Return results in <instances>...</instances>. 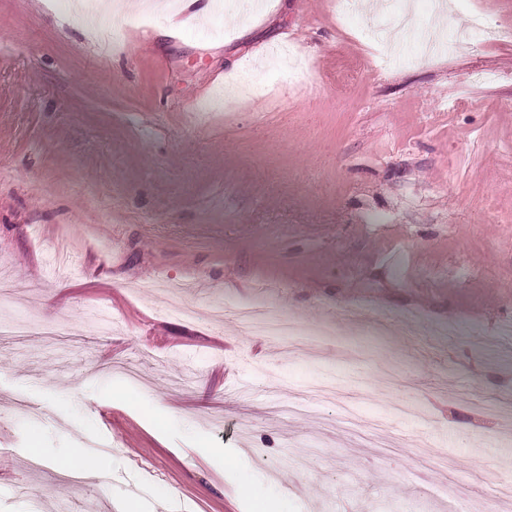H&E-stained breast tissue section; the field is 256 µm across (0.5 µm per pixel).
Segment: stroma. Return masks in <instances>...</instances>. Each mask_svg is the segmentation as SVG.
Wrapping results in <instances>:
<instances>
[{"instance_id":"obj_1","label":"stroma","mask_w":512,"mask_h":512,"mask_svg":"<svg viewBox=\"0 0 512 512\" xmlns=\"http://www.w3.org/2000/svg\"><path fill=\"white\" fill-rule=\"evenodd\" d=\"M231 2L86 27L0 0V325L28 330L0 335V512H453L423 493L450 479L512 512L484 413L512 405V40L430 54L359 0ZM393 5L512 27V0ZM258 300L336 336L291 355L204 311ZM94 440L97 476L60 482Z\"/></svg>"}]
</instances>
